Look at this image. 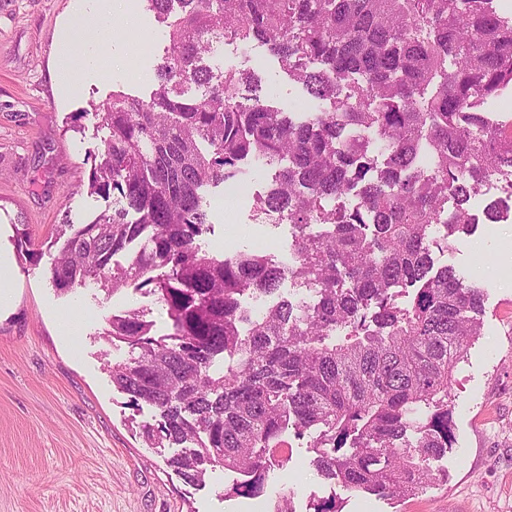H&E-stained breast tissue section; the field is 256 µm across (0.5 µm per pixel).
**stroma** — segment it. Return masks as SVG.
Instances as JSON below:
<instances>
[{"label":"stroma","mask_w":512,"mask_h":512,"mask_svg":"<svg viewBox=\"0 0 512 512\" xmlns=\"http://www.w3.org/2000/svg\"><path fill=\"white\" fill-rule=\"evenodd\" d=\"M97 2L0 0V254L12 261L17 295L0 309V512H272L284 496L297 512L331 496L339 512H512V222L479 224L433 255L435 265L478 280L485 308L481 334L453 372L454 444L432 463L446 483L405 500L332 488L311 464L308 438L292 435L287 465L270 471L260 497L247 498L231 494L233 477L222 468L189 485L166 465L173 449L145 447L140 425L161 418L114 386L112 366L132 352L103 333L107 318L136 310L155 336L170 334L164 306L146 288L109 297L89 285L62 294L48 274L56 255L48 243L60 224H86L119 205L87 189L106 135L91 104L117 90L148 94L168 46L144 0H112L115 27L136 37L73 28L74 16H94ZM92 56L111 59V79L89 66ZM216 64L258 74L260 98L297 119L315 109L263 46H225ZM274 173L255 165L235 198L210 208L203 249L220 256L267 239L276 260H288L291 226L255 220L252 211ZM24 225L38 245L30 260L18 249ZM72 314L77 330L61 335L60 321Z\"/></svg>","instance_id":"35a3bbf8"}]
</instances>
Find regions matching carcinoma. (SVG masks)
Listing matches in <instances>:
<instances>
[{"mask_svg":"<svg viewBox=\"0 0 512 512\" xmlns=\"http://www.w3.org/2000/svg\"><path fill=\"white\" fill-rule=\"evenodd\" d=\"M146 2L169 42L149 97L114 91L93 106L108 137L88 190L126 206L64 224L50 268L61 293L149 285L166 307L167 336L134 310L104 332L139 350L112 382L160 411L144 443L183 449L168 464L188 484L217 466L242 475L233 491L246 496L288 462L290 426L310 434L311 465L332 485L408 498L446 481L430 461L454 443L449 390L480 335L483 289L433 269L432 253L477 227L471 197L512 171V123L483 110L512 85V18L495 0ZM254 41L324 108L297 121L211 66L224 43ZM369 132L387 151L381 167ZM258 162L277 171L254 212L292 226L288 266L200 244L202 188L243 185ZM356 186L358 205L325 206ZM286 273L311 301L280 299L257 317L242 306L248 292L273 296ZM224 356L234 364L215 377Z\"/></svg>","mask_w":512,"mask_h":512,"instance_id":"obj_1","label":"carcinoma"}]
</instances>
